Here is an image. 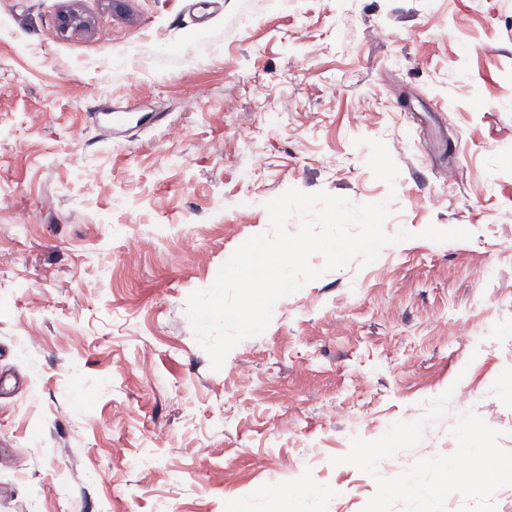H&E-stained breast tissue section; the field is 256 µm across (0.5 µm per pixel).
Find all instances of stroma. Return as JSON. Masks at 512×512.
Segmentation results:
<instances>
[{
    "instance_id": "stroma-1",
    "label": "stroma",
    "mask_w": 512,
    "mask_h": 512,
    "mask_svg": "<svg viewBox=\"0 0 512 512\" xmlns=\"http://www.w3.org/2000/svg\"><path fill=\"white\" fill-rule=\"evenodd\" d=\"M195 2L0 0V512H272L273 487L362 512L374 479L331 463L354 423L377 439L456 381L476 402L380 474L454 453L470 413L512 452V0ZM290 188L388 202L412 237L212 370L187 298Z\"/></svg>"
}]
</instances>
